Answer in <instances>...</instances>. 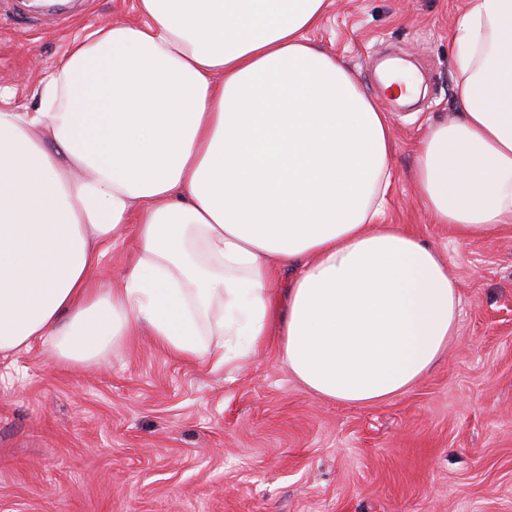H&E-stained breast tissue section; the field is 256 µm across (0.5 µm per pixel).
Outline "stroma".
<instances>
[{"label": "stroma", "instance_id": "obj_1", "mask_svg": "<svg viewBox=\"0 0 512 512\" xmlns=\"http://www.w3.org/2000/svg\"><path fill=\"white\" fill-rule=\"evenodd\" d=\"M133 0L48 15L0 0V109L33 112L71 41L133 22ZM463 0H332L311 34L390 118L383 223L432 245L461 312L444 357L411 389L349 406L308 392L268 346L240 369L185 360L147 334L70 367L42 344L0 363V512H512V223L462 235L416 200L413 146L455 117L451 28ZM400 58L409 104L378 76Z\"/></svg>", "mask_w": 512, "mask_h": 512}]
</instances>
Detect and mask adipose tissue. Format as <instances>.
I'll return each instance as SVG.
<instances>
[{"instance_id":"1","label":"adipose tissue","mask_w":512,"mask_h":512,"mask_svg":"<svg viewBox=\"0 0 512 512\" xmlns=\"http://www.w3.org/2000/svg\"><path fill=\"white\" fill-rule=\"evenodd\" d=\"M328 0H136L74 41L36 112L0 111V357L95 362L147 327L239 366L269 342L314 395L364 406L443 356L460 297L436 251L385 224L386 112L311 43ZM458 112L411 182L433 223H512V0L450 32ZM134 231L120 288L95 275Z\"/></svg>"}]
</instances>
